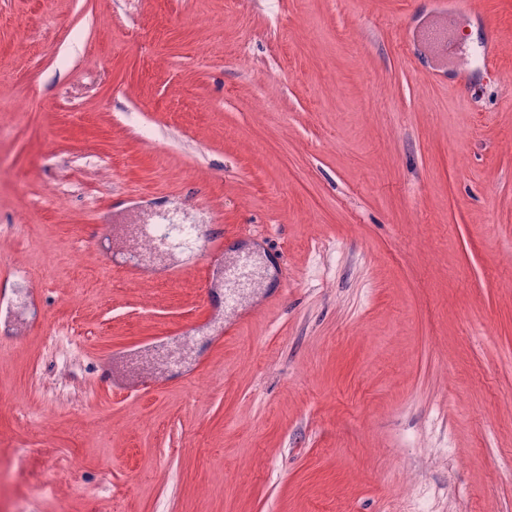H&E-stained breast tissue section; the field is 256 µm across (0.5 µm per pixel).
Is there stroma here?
Instances as JSON below:
<instances>
[{
    "label": "stroma",
    "instance_id": "35a3bbf8",
    "mask_svg": "<svg viewBox=\"0 0 512 512\" xmlns=\"http://www.w3.org/2000/svg\"><path fill=\"white\" fill-rule=\"evenodd\" d=\"M470 2L495 83L408 50L436 0H0V512H512V0ZM141 224L188 244L134 281ZM237 259L232 266L224 267L225 288L236 294L245 288H255L262 273L250 252H242Z\"/></svg>",
    "mask_w": 512,
    "mask_h": 512
}]
</instances>
